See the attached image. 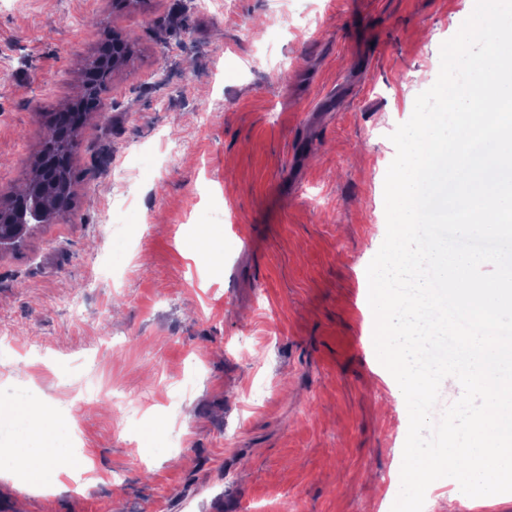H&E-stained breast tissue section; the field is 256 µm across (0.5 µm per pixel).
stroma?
<instances>
[{
  "mask_svg": "<svg viewBox=\"0 0 512 512\" xmlns=\"http://www.w3.org/2000/svg\"><path fill=\"white\" fill-rule=\"evenodd\" d=\"M468 15L467 0L221 15L0 0V199L79 96L83 59L114 30L136 50L78 137L70 218L0 256V389L33 388L84 459L60 490L0 479V512H388L408 413L362 273L386 234L390 135ZM76 293L81 324L61 304ZM82 357L110 385L91 405ZM449 492L423 512H512Z\"/></svg>",
  "mask_w": 512,
  "mask_h": 512,
  "instance_id": "stroma-1",
  "label": "stroma"
}]
</instances>
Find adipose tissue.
Segmentation results:
<instances>
[{
	"mask_svg": "<svg viewBox=\"0 0 512 512\" xmlns=\"http://www.w3.org/2000/svg\"><path fill=\"white\" fill-rule=\"evenodd\" d=\"M21 421L19 444L13 457L0 460V478H11L17 467H24L33 475L37 486L50 487L61 485L62 469L57 465L61 458H69L68 450L61 440L48 410L39 402L31 401L16 407L6 401H0V425L10 426ZM71 467H83L78 458H69Z\"/></svg>",
	"mask_w": 512,
	"mask_h": 512,
	"instance_id": "ef3b65f1",
	"label": "adipose tissue"
}]
</instances>
